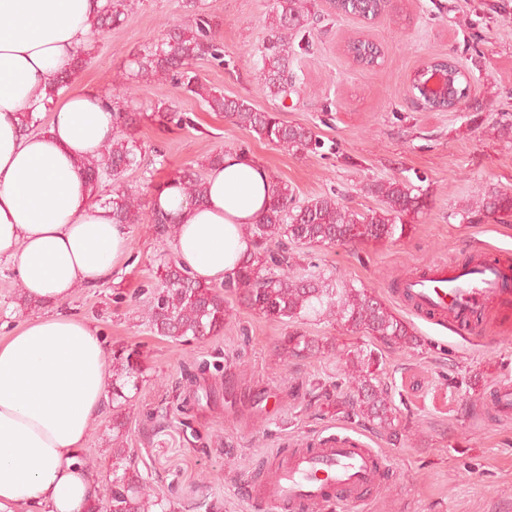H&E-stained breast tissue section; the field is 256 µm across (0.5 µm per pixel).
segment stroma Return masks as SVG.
<instances>
[{
	"label": "stroma",
	"instance_id": "1",
	"mask_svg": "<svg viewBox=\"0 0 512 512\" xmlns=\"http://www.w3.org/2000/svg\"><path fill=\"white\" fill-rule=\"evenodd\" d=\"M219 24L224 63L199 60L200 81L225 96L278 112L291 124L313 128L323 143L297 157L230 125L173 84L132 79L150 38L182 22L181 0H129L126 18L91 44L72 86L109 96L133 86V102L151 111L172 101L190 118L184 128L160 130L144 120L136 137L139 168L122 184L146 191L215 150H246L273 180L288 184L296 203L337 194L352 209L377 208L368 187L395 178L426 192L430 208L415 217L397 242L295 247L294 275L321 274L367 289L422 339L418 351L383 348L384 380L400 414L398 438L387 430L337 413L317 394L340 374V355L369 339L321 316L302 326L306 335L336 343L335 355L291 358L276 344L291 326L260 317L239 297L227 296L224 329L201 345L153 335L144 310L158 266L175 257L153 225L128 227V253L98 286L76 289L63 308L90 320L106 349L139 344L144 382L130 391L123 441L154 492L174 512H289L259 495L261 482L289 448H314L325 437L350 433L378 450L388 478L357 504L328 503L319 512H512V416L498 413L496 387L512 385V321L490 312L482 323L456 332L419 314L395 286L436 262L496 256L512 263V217L465 224L461 209L485 190L512 191V0H388L378 18L340 15L328 0L314 13L294 49L297 95L268 96L261 53L271 34V0H206ZM378 44L377 66L362 68L346 52L350 39ZM457 58L471 76L468 97L454 112L417 107L409 76L425 60ZM13 262L0 261V336L53 311V304L20 306ZM211 369L190 379L184 361ZM189 414H182V407ZM112 407L104 405L83 450L99 477L112 472Z\"/></svg>",
	"mask_w": 512,
	"mask_h": 512
}]
</instances>
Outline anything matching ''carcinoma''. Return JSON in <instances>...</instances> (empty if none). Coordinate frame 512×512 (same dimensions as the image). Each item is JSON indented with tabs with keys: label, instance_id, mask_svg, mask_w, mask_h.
<instances>
[{
	"label": "carcinoma",
	"instance_id": "1",
	"mask_svg": "<svg viewBox=\"0 0 512 512\" xmlns=\"http://www.w3.org/2000/svg\"><path fill=\"white\" fill-rule=\"evenodd\" d=\"M313 0H272L275 26L267 53L261 56L265 87L269 96L285 100L296 92L291 69L293 36L305 27L311 16ZM338 14L358 15L371 21L378 16L384 0H330ZM126 0H107L96 15L95 32L102 33L122 22ZM188 20L185 26L171 28L152 40L136 61L134 76L143 80L169 81L198 98L208 110L219 112L231 124L242 127L268 143L294 155H305L320 147V141L308 127L289 124L277 112L254 108L243 98H230L204 85L192 70L195 61L209 58L224 64V43L217 23L205 0H182ZM364 67L378 64L373 47L360 43L352 47ZM454 75V96L449 100L426 99L436 112H446L456 101L468 97L466 74L455 70L451 60L439 61ZM112 138L100 156L82 164L84 174L98 188L106 173L118 181L140 165L141 146L134 137L144 113L128 106L127 94L112 98ZM159 124L178 126L184 116L172 105L161 103L151 113ZM172 181L191 203L205 198L206 180L192 166L178 171ZM369 192L380 198L383 207L359 212L343 204L334 195H323L303 205L294 204L288 185H272L268 206L250 226L252 249L242 255L237 270L220 285L203 283L191 275L180 261L173 260L157 268L158 288L147 310V321L158 336L204 342L224 329L227 315L224 293H240L248 307L260 316L297 323L310 314L324 312L351 332H360L389 347L411 350L421 346L413 327L396 317L378 298L364 288L342 281L335 283L319 275L306 279L289 276L293 256L288 244L332 246L366 241H396L412 229L411 219L429 207L428 197L397 179L375 181ZM461 221L481 224L486 219L512 215V192L492 188L460 212ZM112 218L117 224H152L158 236L177 235L174 217L156 207L142 204L135 194L117 189L112 194ZM288 357L327 354L335 343L320 341L295 330L281 341ZM342 366V384L324 390V401L336 406V412L357 417L383 429H393L398 410L382 384L385 364L382 353L357 349L346 353ZM142 370V355L136 346H121L112 351V402L125 398L127 385L137 386ZM98 507L105 512H171L172 505L156 496L147 479L134 467L112 472V482L104 485Z\"/></svg>",
	"mask_w": 512,
	"mask_h": 512
}]
</instances>
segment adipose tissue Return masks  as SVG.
<instances>
[{"mask_svg":"<svg viewBox=\"0 0 512 512\" xmlns=\"http://www.w3.org/2000/svg\"><path fill=\"white\" fill-rule=\"evenodd\" d=\"M104 0H0V259L14 261L28 296L66 302L103 281L128 233L98 203L81 161L112 136V106L75 88L52 103L48 132L24 134L18 115L43 107L50 83L72 70ZM207 201L179 188L156 198L178 224V259L220 283L251 248L248 227L272 179L253 157L228 152L206 177ZM103 339L59 310L0 338V512H84L99 486L79 464L107 390Z\"/></svg>","mask_w":512,"mask_h":512,"instance_id":"1","label":"adipose tissue"}]
</instances>
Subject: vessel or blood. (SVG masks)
<instances>
[{
	"mask_svg": "<svg viewBox=\"0 0 512 512\" xmlns=\"http://www.w3.org/2000/svg\"><path fill=\"white\" fill-rule=\"evenodd\" d=\"M422 312L461 329L481 310L512 304V265L482 259L468 266L438 263L403 281ZM385 473L381 454L350 435L324 438L320 448L278 462L261 486L267 502L311 512L332 501L357 503Z\"/></svg>",
	"mask_w": 512,
	"mask_h": 512,
	"instance_id": "vessel-or-blood-1",
	"label": "vessel or blood"
}]
</instances>
